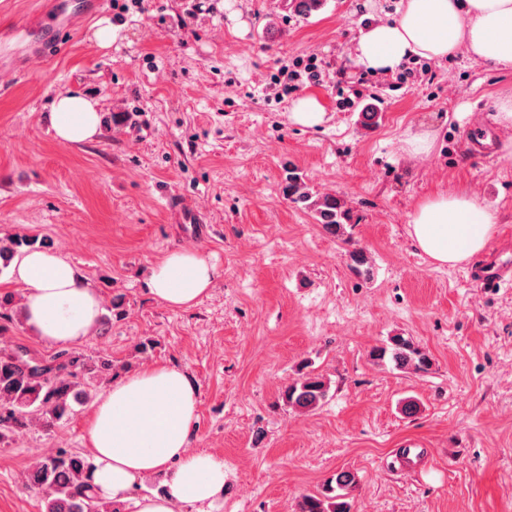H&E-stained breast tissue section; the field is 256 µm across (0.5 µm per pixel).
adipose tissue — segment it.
<instances>
[{"label": "adipose tissue", "instance_id": "obj_1", "mask_svg": "<svg viewBox=\"0 0 512 512\" xmlns=\"http://www.w3.org/2000/svg\"><path fill=\"white\" fill-rule=\"evenodd\" d=\"M461 53L502 72H512V0H402L397 18L361 32L355 63L391 74L411 59L439 61ZM50 123L63 144H88L102 133L97 100L59 95ZM497 217L479 196L457 191L420 202L408 233L433 261L456 266L486 247ZM217 268L198 252L177 249L157 261L146 281L152 299L187 310L208 295ZM9 282L23 290L25 325L43 344L70 347L93 336L103 298L89 278L59 254L30 250L15 255ZM199 390L179 367L152 364L116 379L96 400L85 439L90 481L113 507L134 512H175L182 505L209 512L224 496V462L189 445L198 421ZM158 477L162 488L143 490Z\"/></svg>", "mask_w": 512, "mask_h": 512}]
</instances>
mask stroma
Returning <instances> with one entry per match:
<instances>
[{
	"label": "stroma",
	"instance_id": "1",
	"mask_svg": "<svg viewBox=\"0 0 512 512\" xmlns=\"http://www.w3.org/2000/svg\"><path fill=\"white\" fill-rule=\"evenodd\" d=\"M400 0H327L308 18L287 0H144L116 18L109 0H0V242L33 240L74 264L103 297L98 332L76 352L110 359V378L153 363L178 366L200 392L191 449L224 460L215 512H296L338 471L354 474L352 512H512V287L485 288L481 271L512 275V130L493 119L512 74L460 54L416 78L373 76L354 64V39L395 16ZM191 17L189 30L178 20ZM111 19V48L91 40ZM315 57L319 82L280 98L275 79ZM361 98L339 104V72ZM100 102L94 142H58L56 95ZM325 112L294 124L298 98ZM379 125L360 123L367 105ZM142 111L145 124L124 115ZM431 131L427 153L404 149ZM315 195L342 198L344 239L286 196V168ZM466 190L497 213L487 247L441 267L408 235L416 204ZM191 249L219 271L208 296L181 311L145 292L150 267ZM364 250L371 278L350 268ZM0 267V347L55 355L26 329L22 292ZM412 338L432 359L415 373L374 363L371 348ZM313 373L329 386L312 411L284 405V386ZM415 403L406 414V403ZM91 404L49 431L0 447V512H42L25 485L36 453L84 456Z\"/></svg>",
	"mask_w": 512,
	"mask_h": 512
}]
</instances>
